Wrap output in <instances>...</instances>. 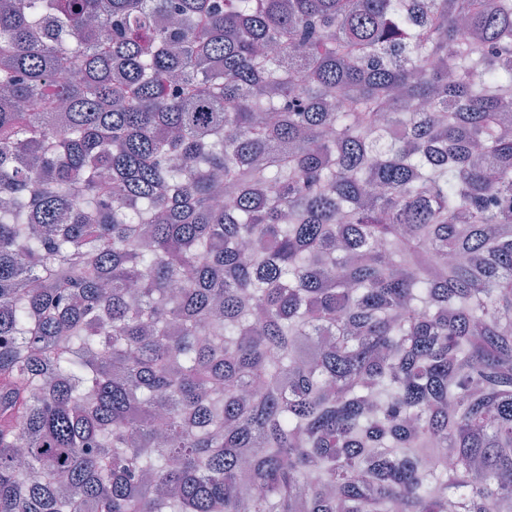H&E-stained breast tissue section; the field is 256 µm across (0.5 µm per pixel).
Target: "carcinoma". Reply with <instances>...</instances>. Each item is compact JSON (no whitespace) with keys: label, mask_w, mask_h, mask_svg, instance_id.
Segmentation results:
<instances>
[{"label":"carcinoma","mask_w":512,"mask_h":512,"mask_svg":"<svg viewBox=\"0 0 512 512\" xmlns=\"http://www.w3.org/2000/svg\"><path fill=\"white\" fill-rule=\"evenodd\" d=\"M450 495L512 507V0H0V512Z\"/></svg>","instance_id":"obj_1"}]
</instances>
